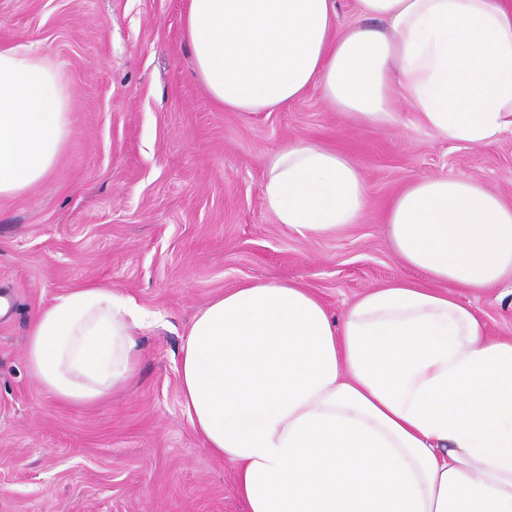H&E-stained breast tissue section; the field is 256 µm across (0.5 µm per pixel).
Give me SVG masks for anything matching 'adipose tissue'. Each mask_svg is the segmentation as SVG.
<instances>
[{"mask_svg":"<svg viewBox=\"0 0 512 512\" xmlns=\"http://www.w3.org/2000/svg\"><path fill=\"white\" fill-rule=\"evenodd\" d=\"M189 0L195 72L233 112L317 89L363 126L397 100L439 137L512 130V0ZM71 91L31 48L0 47V198L44 182L68 140ZM278 223L325 235L357 223L360 170L303 138L269 163ZM422 283L372 288L334 320L308 290L258 280L200 308L181 348L184 412L232 462L247 512H512V338L489 335L453 289L512 284V206L464 176L412 183L388 212ZM153 315L106 286L54 297L31 323L32 377L91 404L135 374Z\"/></svg>","mask_w":512,"mask_h":512,"instance_id":"obj_1","label":"adipose tissue"}]
</instances>
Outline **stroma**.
Instances as JSON below:
<instances>
[{"label": "stroma", "instance_id": "obj_1", "mask_svg": "<svg viewBox=\"0 0 512 512\" xmlns=\"http://www.w3.org/2000/svg\"><path fill=\"white\" fill-rule=\"evenodd\" d=\"M188 0H0V46H32L72 90L70 136L44 183L0 199V512H246L234 467L181 403L195 312L256 279L310 290L335 319L366 290L423 280L392 250L386 214L405 186L464 175L512 203V132L436 138L408 103L357 125L317 91L274 112H230L194 73ZM301 137L344 153L368 205L323 237L277 223L266 165ZM107 285L155 313L137 374L94 406L65 405L28 371L29 327L52 299ZM490 335L512 337V288H458Z\"/></svg>", "mask_w": 512, "mask_h": 512}]
</instances>
